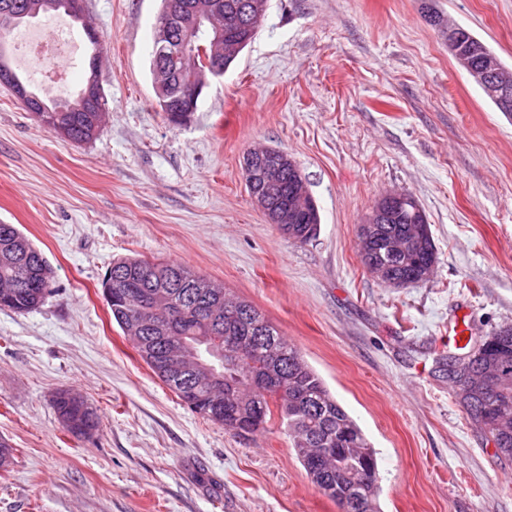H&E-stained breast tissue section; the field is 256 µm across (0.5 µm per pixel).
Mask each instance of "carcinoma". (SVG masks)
Masks as SVG:
<instances>
[{"instance_id":"cac0c4a2","label":"carcinoma","mask_w":512,"mask_h":512,"mask_svg":"<svg viewBox=\"0 0 512 512\" xmlns=\"http://www.w3.org/2000/svg\"><path fill=\"white\" fill-rule=\"evenodd\" d=\"M34 2L0 0V43L10 34L9 24L28 17ZM223 2L224 12L234 22V36H244L240 24L249 17L240 6L245 0ZM426 11L434 25L452 29L463 43L483 55L492 53L468 29L447 24L442 16L431 14L429 6ZM34 117L46 129L76 143L93 140L102 125V118L95 112H37ZM306 210L307 222L280 224L281 233L298 243L313 238L320 223L314 200H309ZM368 228L370 242L363 264L384 269L389 279L398 283L421 282L423 266L437 254L426 252L417 244L429 225L424 223V212L415 199L409 198L405 205L390 211L383 223L370 224ZM15 237L22 238L24 234L13 224H0V285L8 281L14 285L8 295L0 292V309L26 313L43 303L46 294L39 284L53 281L54 275L32 243L29 257H15L9 249ZM198 280L205 277L181 262L126 257L112 262L102 287L112 297V320L127 336L135 327L137 308L146 294H165L173 309L184 305L190 296L202 306L224 303V330L219 332L224 347L221 399L213 397L212 384L204 376L185 391L183 384L169 375L162 358V343L138 347V355L192 411L238 437L262 434L271 420L278 419L288 429L297 459L324 495L341 507L349 506L350 512H379L376 452L319 374L253 305L227 296L222 288H196ZM204 332L202 322L186 320L168 343L194 346L196 337ZM466 360L470 363L472 387L462 405L495 442L498 454L512 459V326L496 329L486 337L484 348L471 350ZM265 371L277 373L278 381L273 387L262 389L254 379ZM53 405L66 429L67 421L75 418L88 424L92 431L99 426L96 409L89 404L82 410L74 406L67 390L55 395Z\"/></svg>"}]
</instances>
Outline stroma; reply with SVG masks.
I'll return each mask as SVG.
<instances>
[{
  "label": "stroma",
  "mask_w": 512,
  "mask_h": 512,
  "mask_svg": "<svg viewBox=\"0 0 512 512\" xmlns=\"http://www.w3.org/2000/svg\"><path fill=\"white\" fill-rule=\"evenodd\" d=\"M512 65V0H435ZM161 0H85L110 67L106 119L73 143L0 84V223L54 270L35 310L0 309V512H340L272 427L242 439L192 412L139 358L102 294L114 259L179 261L251 303L323 379L377 453L380 512H512V459L457 402L448 336L512 324V117L448 53L422 0H269L253 42L213 79L190 122L156 104ZM25 28L88 39L64 12ZM288 153L319 208L297 244L249 194L254 144ZM423 209L431 279L390 288L356 231L386 192ZM68 390L101 423L74 436ZM68 390H62L55 395L53 400L54 409L62 426L69 432L77 436H86L85 432L76 433L70 429L67 420L78 418L81 422L87 423L91 431H95L100 423L99 415L91 405L86 403L83 410L74 406L70 400Z\"/></svg>",
  "instance_id": "35a3bbf8"
}]
</instances>
